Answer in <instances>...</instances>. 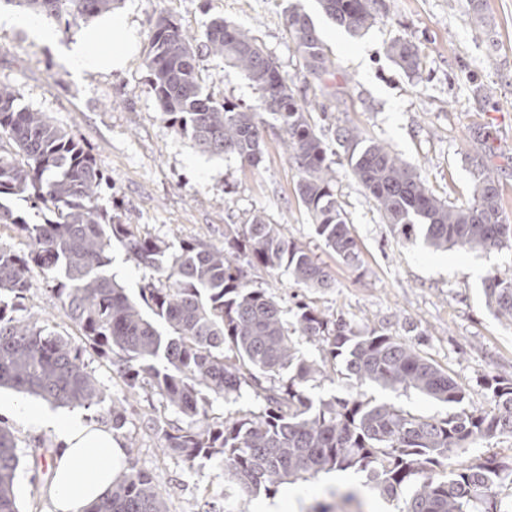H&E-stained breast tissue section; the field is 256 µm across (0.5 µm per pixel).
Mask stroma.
Segmentation results:
<instances>
[{"mask_svg": "<svg viewBox=\"0 0 512 512\" xmlns=\"http://www.w3.org/2000/svg\"><path fill=\"white\" fill-rule=\"evenodd\" d=\"M483 22H475L469 0H377L378 20L358 35L336 26L316 0H120L118 14L138 36L119 71L75 75L61 60L87 24L57 27L49 44L27 29L0 26V86L13 89L21 106L47 113L89 148L111 184L101 204L123 215L140 233L178 246L185 239L220 244L224 227L247 223L263 213L284 233L305 243L332 270L335 282L304 291L306 301L326 312H341L361 328L391 323L399 335L419 333L423 350L468 391L473 404L485 402L479 385L487 375L512 379V325L488 308L484 281L512 274V249L435 250L422 234L401 235L384 224L374 203L353 178L337 140L341 128H356L417 166L435 195L455 206L473 200L478 167L498 178L502 207L512 224V0H483ZM305 11L335 64V80L304 78L289 38L284 12ZM170 16L192 33L221 16L254 37L279 64L289 84L316 104L328 155L336 169V198L358 243L361 264L352 267L315 235L296 195L298 173L286 153L283 133L268 122L262 161L241 165L230 156H208L165 121L142 66L157 17ZM416 43L420 71L398 67L387 53L395 38ZM199 68L216 101L258 108L259 93L223 60L202 55ZM31 290L18 300L20 315L48 320L57 331L77 336L51 288L53 275L31 266ZM84 360L104 386L101 406L83 409L96 422L101 407L122 401L128 422L115 434L138 465L170 492L172 512H205L207 503L236 500L239 512H264L284 498L288 512H307L324 500L327 488L363 484L364 473L333 471L297 479L276 493L249 499L224 480L220 461L186 463L166 453L146 430L145 418L167 409L150 390L132 395L106 359L88 352ZM0 422L25 450L15 481L21 512H46L47 463H33L29 448L55 447L53 432L18 421Z\"/></svg>", "mask_w": 512, "mask_h": 512, "instance_id": "1", "label": "stroma"}]
</instances>
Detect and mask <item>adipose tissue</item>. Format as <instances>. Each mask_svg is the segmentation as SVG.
Segmentation results:
<instances>
[{"label": "adipose tissue", "mask_w": 512, "mask_h": 512, "mask_svg": "<svg viewBox=\"0 0 512 512\" xmlns=\"http://www.w3.org/2000/svg\"><path fill=\"white\" fill-rule=\"evenodd\" d=\"M136 41V31L115 15L73 44L66 59L77 73L103 67L118 69ZM3 412L21 421L33 420L36 426L56 436L60 451L47 487V512H83L104 497L114 477L123 470L126 452L105 427L52 411L33 419L25 407L10 402H0V413Z\"/></svg>", "instance_id": "1"}]
</instances>
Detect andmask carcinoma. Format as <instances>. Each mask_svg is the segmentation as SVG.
<instances>
[{"mask_svg":"<svg viewBox=\"0 0 512 512\" xmlns=\"http://www.w3.org/2000/svg\"><path fill=\"white\" fill-rule=\"evenodd\" d=\"M47 20L71 17L74 24L114 9L118 0H4ZM376 0H318L337 26L356 35L376 20ZM288 34L305 76L324 83L335 76L333 61L310 18L285 11ZM224 59L261 93V111L215 101L199 71L200 52ZM388 52L403 70L420 69L419 48L404 39ZM143 65L160 112L192 146L210 156H233L242 165L261 161L269 115L300 177L296 194L315 234L345 263L359 250L336 201V170L310 104L295 95L278 63L245 30L222 17L192 35L170 17L153 24ZM351 172L374 199L384 223L408 235L419 231L436 250L470 251L512 246V224L503 219L500 185L477 173L473 202L451 206L438 198L419 170L387 146L355 128L338 133ZM103 173L92 154L44 112L22 108L15 92L0 87V227L31 242L28 257L0 244V388L51 404L89 408L104 389L82 360L91 348L117 367L127 385L150 387L166 407L187 422L149 418L145 427L165 451L192 464L218 457L224 478L241 495L274 492L283 483L332 470L366 474L380 495L402 501L399 512H512V464L495 458L462 459L496 436L512 437V380H483L486 404L473 405L448 371L418 344L385 327L361 329L341 313L296 304L295 323L281 304L255 286L253 270L288 268L293 284L328 288L329 269L303 243L257 213L247 224L224 225V244L183 242L176 250L141 235L100 203ZM20 196L52 204L55 219L30 224L5 204ZM117 242L150 271L140 300L128 297L108 271ZM53 272L58 299L79 332V342L49 323L15 315V301L31 289L28 264ZM494 314L512 323V275L486 279ZM316 344L306 355L296 337ZM288 370L287 381L280 380ZM356 387L414 390L448 405L443 418L416 415L386 401L354 396L315 398L311 383L333 374ZM250 391L256 411L200 426L209 399ZM102 421L116 431L126 409L112 405ZM21 454L16 437L0 426V512H21L14 480ZM413 487L411 494L403 489ZM85 512H170L169 493L129 457L105 497Z\"/></svg>","mask_w":512,"mask_h":512,"instance_id":"carcinoma-1","label":"carcinoma"}]
</instances>
